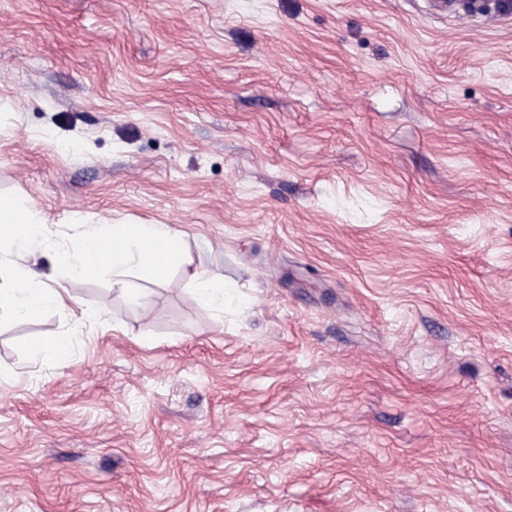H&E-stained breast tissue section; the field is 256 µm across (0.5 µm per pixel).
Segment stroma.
I'll list each match as a JSON object with an SVG mask.
<instances>
[{
    "mask_svg": "<svg viewBox=\"0 0 512 512\" xmlns=\"http://www.w3.org/2000/svg\"><path fill=\"white\" fill-rule=\"evenodd\" d=\"M0 191L184 250L137 301L38 254L0 512H512V7L0 0ZM192 285L198 299L214 311H224V280L206 272H196L192 276ZM32 350L35 355L65 358L69 354L70 340L68 336H58L49 341L35 343Z\"/></svg>",
    "mask_w": 512,
    "mask_h": 512,
    "instance_id": "obj_1",
    "label": "stroma"
}]
</instances>
